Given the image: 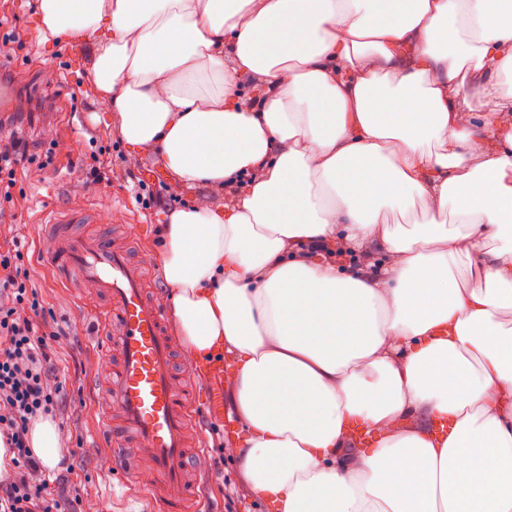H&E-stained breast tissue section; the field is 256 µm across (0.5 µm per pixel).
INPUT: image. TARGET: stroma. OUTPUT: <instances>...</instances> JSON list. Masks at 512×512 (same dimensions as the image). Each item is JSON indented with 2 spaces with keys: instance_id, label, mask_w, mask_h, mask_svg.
<instances>
[{
  "instance_id": "35a3bbf8",
  "label": "stroma",
  "mask_w": 512,
  "mask_h": 512,
  "mask_svg": "<svg viewBox=\"0 0 512 512\" xmlns=\"http://www.w3.org/2000/svg\"><path fill=\"white\" fill-rule=\"evenodd\" d=\"M37 0H0V16H7L5 32L11 41L0 40V94L8 101L0 108V132L25 139L30 153L41 151L42 140L57 139L54 160L46 168L20 171L18 188L24 198L12 222L0 225V233L21 237L26 244L25 267L41 290L43 306L66 334L55 366L64 387L63 404L56 421L65 431L76 433L82 450L68 454L57 473L74 467L98 512H168L163 498L144 494L148 481L113 470L105 443L109 420L106 416L107 389L98 367L106 357L86 340L87 314L107 309L105 300L91 287L73 288L60 280L42 256L50 241L37 238L36 230L50 213L80 210L93 221L81 225L89 234L130 230V257L147 263V288L162 307L170 305V290L158 265L159 237L166 214L176 208L204 205L210 198L189 189L160 168L151 152L131 162L115 121L97 101L87 83V52L70 57L68 47H46L40 40L32 13ZM96 132L103 154L100 182L81 183L83 169L93 151L89 132ZM148 181L155 204L143 209L135 198L139 180ZM207 446L204 458L212 459L198 480V494L210 512H271L241 489L236 462L221 458L220 440L211 427H204Z\"/></svg>"
}]
</instances>
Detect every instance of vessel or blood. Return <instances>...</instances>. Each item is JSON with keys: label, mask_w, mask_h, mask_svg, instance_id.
Wrapping results in <instances>:
<instances>
[{"label": "vessel or blood", "mask_w": 512, "mask_h": 512, "mask_svg": "<svg viewBox=\"0 0 512 512\" xmlns=\"http://www.w3.org/2000/svg\"><path fill=\"white\" fill-rule=\"evenodd\" d=\"M82 220L75 211L55 214L40 232L53 243L44 255L46 262L63 278H75L81 286L94 285L109 305L108 316L93 315L89 327L95 331L111 324L112 343L101 351H118L108 401L131 438L117 442L112 461L131 475L141 462H148L159 479V489L185 500L191 490L187 482L192 471L187 448L191 409H199L206 421L222 423L226 436L238 433L236 422L224 416L226 368L210 363L204 373L206 388L200 394L191 386L194 369H187L182 392H174V343L162 308L148 297L142 266L131 263L127 249L113 240L72 232V225Z\"/></svg>", "instance_id": "1"}]
</instances>
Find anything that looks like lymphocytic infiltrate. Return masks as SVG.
<instances>
[{
    "instance_id": "f902f5d3",
    "label": "lymphocytic infiltrate",
    "mask_w": 512,
    "mask_h": 512,
    "mask_svg": "<svg viewBox=\"0 0 512 512\" xmlns=\"http://www.w3.org/2000/svg\"><path fill=\"white\" fill-rule=\"evenodd\" d=\"M34 161L22 138L0 135V222L19 204L14 193L19 170ZM22 258L19 237L0 247V439L14 452L0 472V512H59L28 434L32 421L55 415L62 403L63 386L50 376L61 333L39 322V294Z\"/></svg>"
}]
</instances>
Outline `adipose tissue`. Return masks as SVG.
<instances>
[{
	"label": "adipose tissue",
	"instance_id": "ef3b65f1",
	"mask_svg": "<svg viewBox=\"0 0 512 512\" xmlns=\"http://www.w3.org/2000/svg\"><path fill=\"white\" fill-rule=\"evenodd\" d=\"M381 1L36 12L42 43H89L86 80L130 158L150 149L183 185L235 192L172 211L160 257L188 361L234 363L252 497L512 512V0ZM315 244L378 250L380 268L339 271ZM29 436L55 469L57 423Z\"/></svg>",
	"mask_w": 512,
	"mask_h": 512
}]
</instances>
